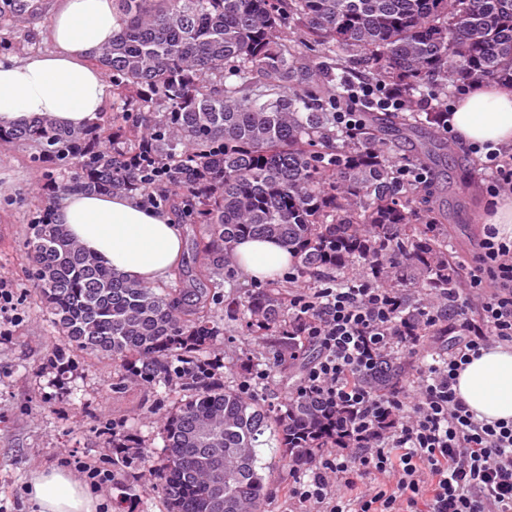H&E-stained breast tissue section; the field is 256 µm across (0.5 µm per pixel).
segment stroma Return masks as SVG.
<instances>
[{
	"label": "stroma",
	"instance_id": "1",
	"mask_svg": "<svg viewBox=\"0 0 512 512\" xmlns=\"http://www.w3.org/2000/svg\"><path fill=\"white\" fill-rule=\"evenodd\" d=\"M28 3L16 23L0 29V62L53 47L47 30L53 0ZM34 152L28 143L0 142V277L13 284L19 314L16 321L0 322L7 333L0 338V506L7 512H30L26 485L31 474L63 458L76 455L113 468V441L118 438L153 452L136 477L113 469L124 486L125 512H166L162 496L150 488L162 464L163 446L151 409L157 405L171 410L180 400L179 391L144 385L124 368L83 354L74 355L64 368L49 362L52 348L63 338L24 274L26 227L48 186L46 169L31 162ZM477 160L471 149L453 145L446 163L433 173L448 211L437 231L452 257L472 252L482 236L478 218L488 203L485 174ZM268 351L265 340L237 323L214 339L206 355L220 357L223 374L238 386L265 368ZM261 458L270 488L267 510L286 512L290 469L271 449H262Z\"/></svg>",
	"mask_w": 512,
	"mask_h": 512
}]
</instances>
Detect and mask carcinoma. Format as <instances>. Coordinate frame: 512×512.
<instances>
[{
  "mask_svg": "<svg viewBox=\"0 0 512 512\" xmlns=\"http://www.w3.org/2000/svg\"><path fill=\"white\" fill-rule=\"evenodd\" d=\"M119 28L92 62L107 74L112 113L81 130L48 117L0 140L33 142L59 192L141 194L135 164L182 181L171 205L202 235L199 277L233 284L238 241L274 238L313 279L350 272L403 293L402 316L420 300L458 287L448 242L417 218L424 190L402 185L385 141L388 117L348 137L335 130L331 100L347 86L344 63L397 86L402 125L440 119L426 96L474 80L512 84V0H112ZM26 275L75 352L137 366L152 385L179 384L186 399L161 426L157 492L167 512H266L259 449L301 467L332 444L347 411L295 390L287 408L245 393L201 368L221 331L243 323L272 336L269 376L301 368V337L289 322L290 295L276 283L213 312L210 288L184 287L177 271L163 287L130 281L73 240L44 199L27 224ZM411 375L387 354L354 381L383 399ZM127 448L117 464L144 466Z\"/></svg>",
  "mask_w": 512,
  "mask_h": 512,
  "instance_id": "obj_1",
  "label": "carcinoma"
}]
</instances>
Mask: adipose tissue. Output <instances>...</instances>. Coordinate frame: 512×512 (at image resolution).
<instances>
[{"label": "adipose tissue", "instance_id": "1", "mask_svg": "<svg viewBox=\"0 0 512 512\" xmlns=\"http://www.w3.org/2000/svg\"><path fill=\"white\" fill-rule=\"evenodd\" d=\"M116 27L112 0H56L48 21L53 50L0 63V127L47 115L58 126L81 129L107 111V77L89 59L111 43ZM448 124L462 146H512V86L473 81ZM56 213L72 238L128 280L154 284L180 263V226L136 195L64 193ZM232 259L253 280L292 261L286 248L268 239L240 241ZM456 392L477 419L512 422V346L484 349L461 371ZM27 493L34 512H97L100 505L97 490L60 465L35 472Z\"/></svg>", "mask_w": 512, "mask_h": 512}]
</instances>
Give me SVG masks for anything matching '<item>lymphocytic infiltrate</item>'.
<instances>
[{
	"label": "lymphocytic infiltrate",
	"mask_w": 512,
	"mask_h": 512,
	"mask_svg": "<svg viewBox=\"0 0 512 512\" xmlns=\"http://www.w3.org/2000/svg\"><path fill=\"white\" fill-rule=\"evenodd\" d=\"M336 126L354 136L367 106L400 109L399 92L349 84ZM397 291L351 277L296 285L290 311L303 321L305 345L318 351L303 389L352 413L307 476L288 487L290 512H512V422L475 418L457 396L458 373L480 350L512 345V241L486 228L462 288L448 302L401 315ZM452 323L459 337L432 353L384 399L355 384L382 353L418 354L426 334Z\"/></svg>",
	"instance_id": "f902f5d3"
}]
</instances>
